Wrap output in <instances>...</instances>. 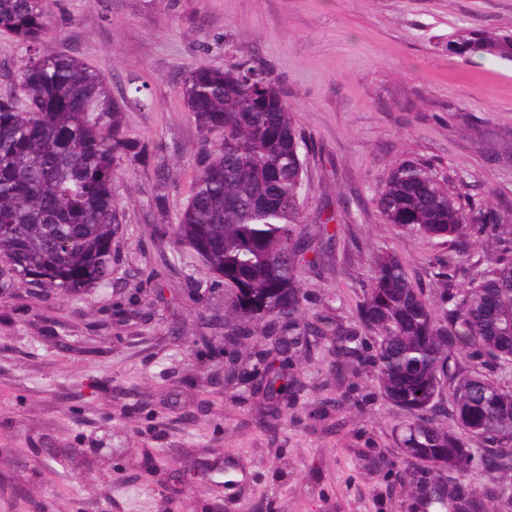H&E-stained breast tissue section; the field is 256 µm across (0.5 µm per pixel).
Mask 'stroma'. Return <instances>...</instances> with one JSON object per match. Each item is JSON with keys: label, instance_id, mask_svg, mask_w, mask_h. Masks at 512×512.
Returning <instances> with one entry per match:
<instances>
[{"label": "stroma", "instance_id": "1", "mask_svg": "<svg viewBox=\"0 0 512 512\" xmlns=\"http://www.w3.org/2000/svg\"><path fill=\"white\" fill-rule=\"evenodd\" d=\"M70 52L113 96L146 85L125 130L160 149L164 169L122 164L112 280L77 298L0 291V512H456L475 496L512 512V470H448L445 503L412 490L429 471L399 437L411 421L385 399L357 305L374 251H396L440 303L491 266L473 247L466 275L438 280L448 248L384 223L374 197L399 162L429 164L465 200L512 225V62L459 57L460 28L512 33V0H57ZM258 62L292 107L307 145L301 222L327 231L300 269L305 321L355 335L337 360L331 336L291 349L281 391L259 381L270 339L224 341L230 294L172 226L201 139L180 93L201 61ZM112 444L93 479L72 448ZM199 471L190 493L158 475Z\"/></svg>", "mask_w": 512, "mask_h": 512}]
</instances>
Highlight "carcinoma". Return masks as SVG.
I'll list each match as a JSON object with an SVG mask.
<instances>
[{
    "instance_id": "carcinoma-1",
    "label": "carcinoma",
    "mask_w": 512,
    "mask_h": 512,
    "mask_svg": "<svg viewBox=\"0 0 512 512\" xmlns=\"http://www.w3.org/2000/svg\"><path fill=\"white\" fill-rule=\"evenodd\" d=\"M53 2L0 0V31L31 51L13 90L0 97V288L35 286L75 297L112 278L121 162L147 163L155 153L124 130V112L146 104L140 87L117 99L106 76L81 59L38 54L57 32ZM448 45L458 55L512 61V35L457 32ZM181 94L201 143L174 236L231 290L224 340L241 339L252 324L278 337L277 359L298 337L324 334L301 316L299 269L311 264L309 233L299 221L304 143L288 101L258 65L202 62L184 78ZM375 203L386 223L448 245V266L437 276L449 282L469 261L472 241L493 256L492 268L449 294L452 306L440 313L397 254L382 251L357 308L373 336L379 388L413 417L401 437L406 454L466 471L477 445L485 449L481 471L488 477L512 465V392L477 371L451 370L464 345L512 366V225L462 200L413 160L394 166ZM449 377L460 435L438 420Z\"/></svg>"
}]
</instances>
